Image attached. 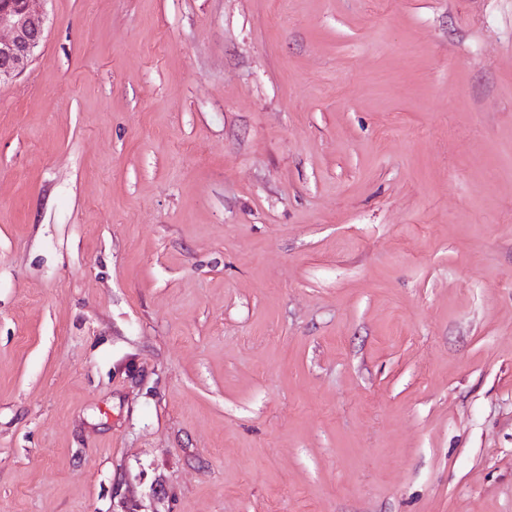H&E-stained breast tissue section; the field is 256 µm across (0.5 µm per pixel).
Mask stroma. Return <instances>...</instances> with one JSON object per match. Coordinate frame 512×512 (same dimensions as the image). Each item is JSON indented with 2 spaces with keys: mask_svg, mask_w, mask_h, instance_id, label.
<instances>
[{
  "mask_svg": "<svg viewBox=\"0 0 512 512\" xmlns=\"http://www.w3.org/2000/svg\"><path fill=\"white\" fill-rule=\"evenodd\" d=\"M43 10L0 512H512V0Z\"/></svg>",
  "mask_w": 512,
  "mask_h": 512,
  "instance_id": "1",
  "label": "stroma"
}]
</instances>
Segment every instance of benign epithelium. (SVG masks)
Instances as JSON below:
<instances>
[{
	"instance_id": "benign-epithelium-1",
	"label": "benign epithelium",
	"mask_w": 512,
	"mask_h": 512,
	"mask_svg": "<svg viewBox=\"0 0 512 512\" xmlns=\"http://www.w3.org/2000/svg\"><path fill=\"white\" fill-rule=\"evenodd\" d=\"M43 0H0V83L28 68L45 31Z\"/></svg>"
}]
</instances>
